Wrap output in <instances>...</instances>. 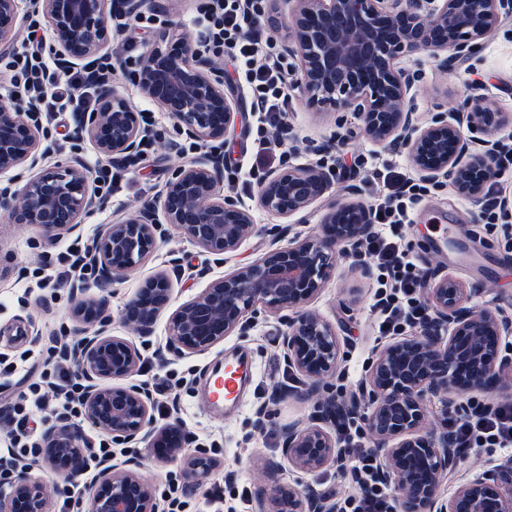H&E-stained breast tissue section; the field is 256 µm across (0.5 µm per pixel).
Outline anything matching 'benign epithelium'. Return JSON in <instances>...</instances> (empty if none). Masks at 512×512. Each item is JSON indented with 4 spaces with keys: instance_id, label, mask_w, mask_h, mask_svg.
Wrapping results in <instances>:
<instances>
[{
    "instance_id": "benign-epithelium-1",
    "label": "benign epithelium",
    "mask_w": 512,
    "mask_h": 512,
    "mask_svg": "<svg viewBox=\"0 0 512 512\" xmlns=\"http://www.w3.org/2000/svg\"><path fill=\"white\" fill-rule=\"evenodd\" d=\"M21 0H0V44L19 29ZM145 0H41L56 42L58 64L71 67L104 56L112 19L132 17ZM286 50L297 61L296 88L309 107L352 112L371 141L407 149L419 179L451 184L459 196L481 205L491 180L496 135L512 127V114L488 99L469 98L453 120L438 112L423 120L411 104L414 76L400 59L418 51L451 52L462 58L512 17V0H289ZM131 81L138 93L171 115L180 134L220 140L234 121L224 80L191 40L164 31L142 56ZM97 103L78 114L79 130L104 159L129 157L139 147L140 116L127 95L106 77L93 79ZM37 100L0 98V179L39 168L15 190L0 192V221L36 227L45 242L75 232L102 203L92 172L75 156L65 166L38 167L41 123ZM224 168L214 158L171 170L163 191L133 214L100 225L87 253L97 282L111 285L141 266L158 248V214L192 244L231 255L247 238L263 233L270 248L260 258L213 279L207 288L170 309L172 283L159 271L127 303L122 319L140 336L152 335L169 313L166 350L183 358L200 355L245 330L258 318L290 312L280 330L288 367L303 377L299 389L276 387L270 402L289 397L314 401L306 423L283 426L281 448L289 464L306 472L338 465L344 450L330 427L363 413L372 438L377 477L397 492L399 512H512V463L462 480L446 497L443 481L461 463L448 434V413L461 392H488L512 383V318L496 310L473 311L467 289L446 276L431 290L433 314L422 330L381 346L359 388L336 399L328 380L339 366L342 340L312 302L326 287L339 253L353 259L362 278L372 275L362 246L373 232L375 212L354 199L335 202L319 231L304 236L291 224L260 228L248 207L224 197ZM333 187L318 166L284 163L259 183L262 208L283 218L310 207ZM288 240V245L280 242ZM79 342L62 346L84 383L83 414L112 444H146L153 459L181 462L190 480L207 477L217 460L204 449L184 454L186 427L155 425L148 388L132 382L141 353L110 332L105 300L72 289ZM90 441L65 412L38 443L55 474L71 479L88 467ZM90 487L87 512H159L160 502L142 475L104 458ZM274 512H336V498L312 488L274 490ZM0 512H51L42 480L25 469L0 482Z\"/></svg>"
}]
</instances>
